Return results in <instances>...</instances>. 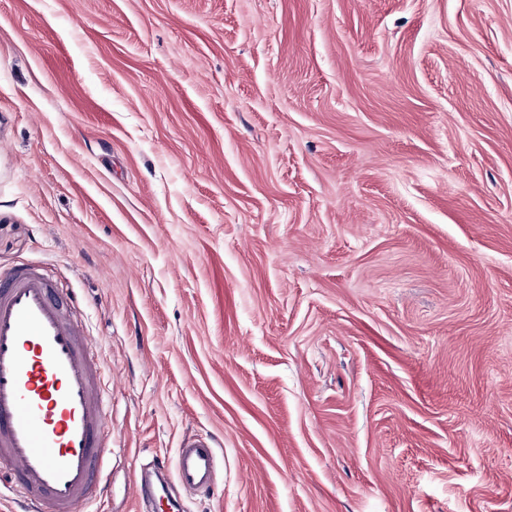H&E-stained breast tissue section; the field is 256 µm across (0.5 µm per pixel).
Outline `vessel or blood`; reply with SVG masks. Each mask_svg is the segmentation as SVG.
<instances>
[{"mask_svg": "<svg viewBox=\"0 0 512 512\" xmlns=\"http://www.w3.org/2000/svg\"><path fill=\"white\" fill-rule=\"evenodd\" d=\"M73 307L40 269L0 271V484L26 512H89L109 490L112 407ZM217 458L209 439L183 443L178 481L212 487Z\"/></svg>", "mask_w": 512, "mask_h": 512, "instance_id": "vessel-or-blood-1", "label": "vessel or blood"}]
</instances>
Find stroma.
<instances>
[{
	"instance_id": "1",
	"label": "stroma",
	"mask_w": 512,
	"mask_h": 512,
	"mask_svg": "<svg viewBox=\"0 0 512 512\" xmlns=\"http://www.w3.org/2000/svg\"><path fill=\"white\" fill-rule=\"evenodd\" d=\"M79 303L111 490L512 512V0H0V267ZM218 448L207 438H196L181 445L175 457V473L189 491L212 487L219 476Z\"/></svg>"
}]
</instances>
